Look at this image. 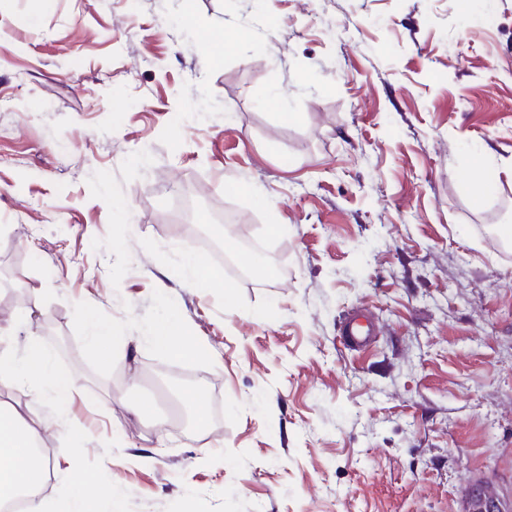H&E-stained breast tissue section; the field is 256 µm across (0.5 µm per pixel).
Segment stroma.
Wrapping results in <instances>:
<instances>
[{"label": "stroma", "mask_w": 512, "mask_h": 512, "mask_svg": "<svg viewBox=\"0 0 512 512\" xmlns=\"http://www.w3.org/2000/svg\"><path fill=\"white\" fill-rule=\"evenodd\" d=\"M508 222L512 0H0V322L29 312L80 385L0 401L79 460L54 512L88 477L92 512H462L470 477L512 500ZM173 311L205 355L154 351ZM184 264L189 270V279L195 288H209L212 274L201 265L193 251L188 247L184 249ZM342 336L356 349L365 348L373 336L372 322L368 316L355 315L347 319L342 328Z\"/></svg>", "instance_id": "obj_1"}]
</instances>
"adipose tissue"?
<instances>
[{"instance_id": "1", "label": "adipose tissue", "mask_w": 512, "mask_h": 512, "mask_svg": "<svg viewBox=\"0 0 512 512\" xmlns=\"http://www.w3.org/2000/svg\"><path fill=\"white\" fill-rule=\"evenodd\" d=\"M13 323L0 325V382L15 385L30 397L53 396L58 407H66L80 388L74 378L53 368L38 333L25 336V354L17 356L9 341ZM154 348L170 358H189L200 353V345L187 342L182 323L173 318L157 324L150 336ZM44 423L35 412H23L0 403V504L26 495L25 512H46L39 488L50 467L40 454Z\"/></svg>"}]
</instances>
